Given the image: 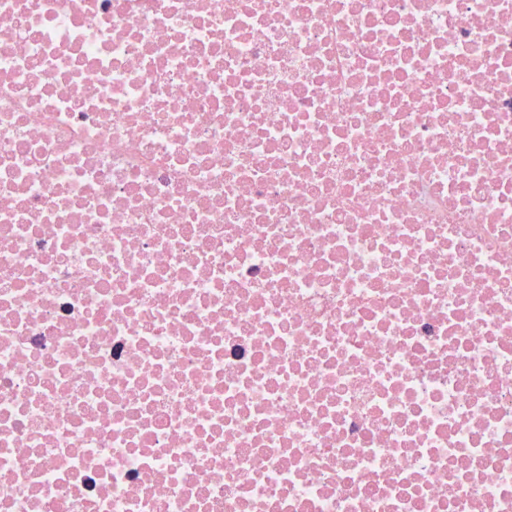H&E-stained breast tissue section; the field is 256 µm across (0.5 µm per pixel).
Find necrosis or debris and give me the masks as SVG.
Listing matches in <instances>:
<instances>
[{"mask_svg": "<svg viewBox=\"0 0 512 512\" xmlns=\"http://www.w3.org/2000/svg\"><path fill=\"white\" fill-rule=\"evenodd\" d=\"M0 512H512V0H0Z\"/></svg>", "mask_w": 512, "mask_h": 512, "instance_id": "4bbe7bcc", "label": "necrosis or debris"}]
</instances>
